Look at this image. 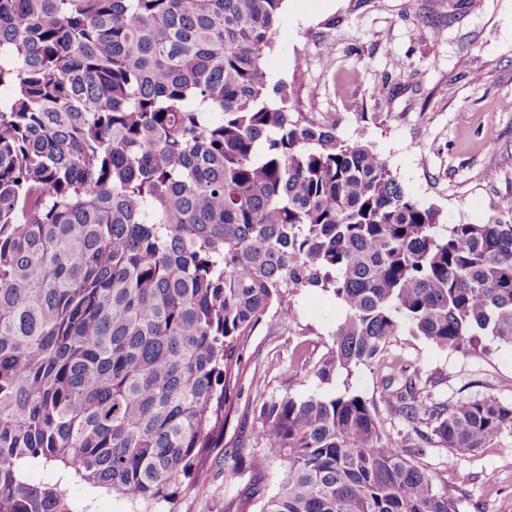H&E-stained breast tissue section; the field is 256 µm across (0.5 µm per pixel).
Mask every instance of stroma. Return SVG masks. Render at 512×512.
Instances as JSON below:
<instances>
[{
  "instance_id": "35a3bbf8",
  "label": "stroma",
  "mask_w": 512,
  "mask_h": 512,
  "mask_svg": "<svg viewBox=\"0 0 512 512\" xmlns=\"http://www.w3.org/2000/svg\"><path fill=\"white\" fill-rule=\"evenodd\" d=\"M270 82L293 84L291 112L333 123L341 139L371 145L408 195L441 213L442 224H483L512 214V0H284L266 56ZM317 111H310V103ZM294 311L269 310L245 341L224 448L208 479L156 512H259L247 489L265 467L267 493L278 462L265 461L260 409L284 396L351 390L378 396L390 367L421 369L439 399L493 395L512 403V345L488 341L483 354L442 351L400 333L385 369L361 366L322 384L314 367L333 344L341 309L317 291L292 295ZM425 467L462 493L459 512H512V434L478 456L427 450ZM61 482L73 512H145L62 466H37Z\"/></svg>"
}]
</instances>
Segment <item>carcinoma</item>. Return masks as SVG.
I'll return each mask as SVG.
<instances>
[{
	"mask_svg": "<svg viewBox=\"0 0 512 512\" xmlns=\"http://www.w3.org/2000/svg\"><path fill=\"white\" fill-rule=\"evenodd\" d=\"M283 2L0 0V512H72L25 461L145 505L203 484L241 343L301 290L341 306L322 384L403 329L512 344V214L441 233L372 146L289 111L264 69ZM430 383L264 403L260 512H458L425 448L476 455L512 403Z\"/></svg>",
	"mask_w": 512,
	"mask_h": 512,
	"instance_id": "1",
	"label": "carcinoma"
}]
</instances>
